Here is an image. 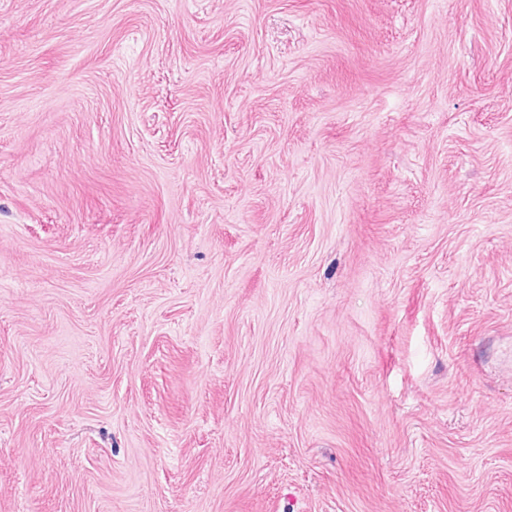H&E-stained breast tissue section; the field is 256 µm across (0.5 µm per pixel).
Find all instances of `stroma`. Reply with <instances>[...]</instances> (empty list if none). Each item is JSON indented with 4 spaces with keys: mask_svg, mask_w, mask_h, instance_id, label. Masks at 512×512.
Listing matches in <instances>:
<instances>
[{
    "mask_svg": "<svg viewBox=\"0 0 512 512\" xmlns=\"http://www.w3.org/2000/svg\"><path fill=\"white\" fill-rule=\"evenodd\" d=\"M0 512H512V0H0Z\"/></svg>",
    "mask_w": 512,
    "mask_h": 512,
    "instance_id": "35a3bbf8",
    "label": "stroma"
}]
</instances>
